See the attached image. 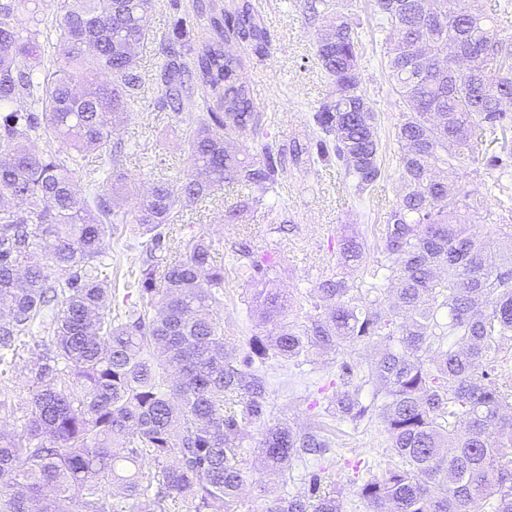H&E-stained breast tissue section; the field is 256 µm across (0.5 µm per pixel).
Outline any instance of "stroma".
I'll return each mask as SVG.
<instances>
[{
	"label": "stroma",
	"instance_id": "35a3bbf8",
	"mask_svg": "<svg viewBox=\"0 0 512 512\" xmlns=\"http://www.w3.org/2000/svg\"><path fill=\"white\" fill-rule=\"evenodd\" d=\"M262 15L270 41L269 52L250 56L249 77L255 103L270 125L273 152L289 151L293 143L313 146L317 128L311 116L331 94L316 56L317 27L309 23L305 0H252ZM352 21L358 23L367 64L363 85L378 115L381 126V153L386 166L383 181L374 191L356 196L335 162L311 164L305 160H286L274 194L261 205L244 214L242 221H224V207L236 200L238 189L217 191L206 202L190 205L177 224L163 226L164 247L169 252H184L192 232L211 238L224 255H231L240 243L254 251L271 254L278 263V288L288 297L287 320H305L312 314L308 292L321 273L336 269L337 242L341 235L352 234L366 239L367 260L377 257L376 245L385 228L386 214L401 193L396 170L398 145L394 126L404 109L392 92L381 63L384 33L378 28L374 0H343ZM197 0H155L152 13V36L138 50L140 74L147 90L145 98L129 113L120 135L129 149L120 161L128 183L147 192L160 180L175 179L190 165L186 139L189 123L173 112L165 98L160 74L163 59L160 43L180 37V13L194 14ZM452 178L461 194L486 198L496 211L512 207V178L504 189L488 195L490 177L485 171L467 167L455 171ZM146 258V241L121 224L109 239L105 262L115 288H123L131 270ZM242 281L232 271L224 273V326L229 335L249 336L256 333L244 303ZM337 374L331 357H318L296 385H289L280 365L269 369L268 401L274 418L289 420L306 427L314 412L311 402L321 408L331 405L328 388ZM333 445L326 451L329 466L326 483L335 484L341 493L344 512H367L366 502L358 490L364 481L380 473L388 460L385 437L380 424L339 423L326 418ZM245 483L237 512H260L265 496L284 494L302 488L304 468L293 465V477L281 485L255 466L252 449L243 452Z\"/></svg>",
	"mask_w": 512,
	"mask_h": 512
}]
</instances>
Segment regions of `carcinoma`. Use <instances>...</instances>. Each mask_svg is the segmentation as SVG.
<instances>
[{
    "label": "carcinoma",
    "instance_id": "obj_1",
    "mask_svg": "<svg viewBox=\"0 0 512 512\" xmlns=\"http://www.w3.org/2000/svg\"><path fill=\"white\" fill-rule=\"evenodd\" d=\"M375 0L389 33L383 66L405 110L396 125L403 194L387 214L379 257L363 263L358 237L337 242L347 279L321 275L315 314L282 322L288 298L273 287L277 264L249 247L232 270L263 331L238 346L224 334V261L214 242L189 238L165 254L160 228L185 201L224 186L250 190L224 209L237 224L278 183L263 116L239 45L265 55L269 40L251 0L216 16L200 0L213 37L198 48L166 43L165 95L192 114L190 167L150 193L122 187L116 137L141 100L136 53L150 38L154 0H0V410L16 386L1 378L20 353L39 351L25 384L24 419L0 425V512H237L240 457L249 428L265 422V367L286 361L305 374L315 352L341 359L330 415L378 416L398 462L359 488L368 512H468L477 499L512 512V393L494 363L512 342V224L481 200L459 198L448 171L484 164L473 130L512 124V48L486 26L478 0ZM321 21L316 54L333 87L313 115L317 160L331 157L363 194L382 176L377 113L362 86L358 25L327 0H308ZM477 55L462 72L440 53ZM50 55L57 66L46 69ZM194 75L201 93L185 87ZM252 135L244 150L232 146ZM96 153L111 167L110 189ZM84 181L80 190L77 180ZM481 215V228L465 219ZM114 224L150 235V257L112 291L99 258ZM58 271L70 275L61 279ZM377 340L378 358L352 359ZM326 426L277 421L254 445L260 463L287 482L293 461L329 447ZM307 487L265 499L262 512H343L336 489Z\"/></svg>",
    "mask_w": 512,
    "mask_h": 512
}]
</instances>
